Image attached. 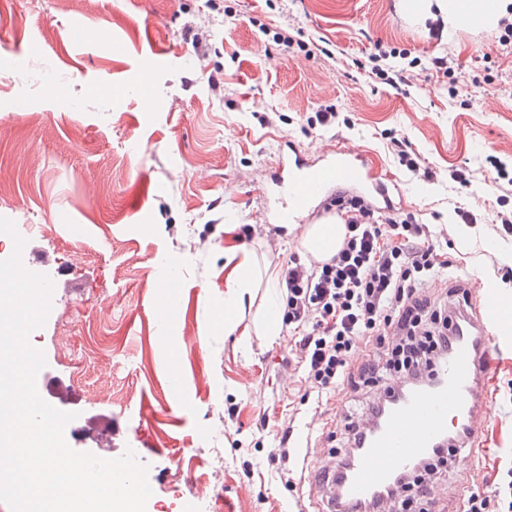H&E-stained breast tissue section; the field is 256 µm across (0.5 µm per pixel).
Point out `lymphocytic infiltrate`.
Listing matches in <instances>:
<instances>
[{
  "label": "lymphocytic infiltrate",
  "mask_w": 512,
  "mask_h": 512,
  "mask_svg": "<svg viewBox=\"0 0 512 512\" xmlns=\"http://www.w3.org/2000/svg\"><path fill=\"white\" fill-rule=\"evenodd\" d=\"M334 204L346 229L339 251L320 264L292 255L280 266L285 319L302 332L307 377L317 393L340 392L347 401L339 415L343 444L322 460L320 484L349 464L401 383L429 377L448 352L459 311L471 306L468 282L448 276L454 262L429 225L396 209L376 213L344 192ZM356 350L365 358L352 359ZM456 453L437 450L397 477L385 492L393 512H408L417 499L435 505L433 488L455 468Z\"/></svg>",
  "instance_id": "1"
}]
</instances>
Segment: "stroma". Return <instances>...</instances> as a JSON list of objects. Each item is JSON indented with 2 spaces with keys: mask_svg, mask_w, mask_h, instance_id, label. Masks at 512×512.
Masks as SVG:
<instances>
[{
  "mask_svg": "<svg viewBox=\"0 0 512 512\" xmlns=\"http://www.w3.org/2000/svg\"><path fill=\"white\" fill-rule=\"evenodd\" d=\"M217 2L0 0V216L28 225L81 281V295L53 296L29 341L47 375L81 392L109 377L112 400L75 406L73 424L119 416L114 446L140 449L149 512H293L299 500L316 512L314 472L333 446L339 398L303 401L298 334L257 333L264 288L225 333L224 227L252 225L247 250L279 271L302 251L300 230L264 221L260 188L280 145L311 153L341 138L374 157L395 207L447 230L471 287L512 297V235L496 219L512 211V53L496 52L498 27L432 37L431 18L403 0ZM188 26L206 55L184 41ZM77 29L102 38L75 39ZM378 42L416 60L411 85L398 91L361 70ZM435 56L452 75H436ZM333 111L335 124H315ZM394 136L408 138L431 180L400 164ZM166 276L178 285L170 328L153 312ZM492 343L491 415L479 449L461 450L437 492L449 512H462V489L512 482V336ZM287 419L283 462L270 453Z\"/></svg>",
  "mask_w": 512,
  "mask_h": 512,
  "instance_id": "35a3bbf8",
  "label": "stroma"
}]
</instances>
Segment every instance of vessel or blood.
<instances>
[{
	"instance_id": "obj_1",
	"label": "vessel or blood",
	"mask_w": 512,
	"mask_h": 512,
	"mask_svg": "<svg viewBox=\"0 0 512 512\" xmlns=\"http://www.w3.org/2000/svg\"><path fill=\"white\" fill-rule=\"evenodd\" d=\"M371 193L387 197L367 151L344 142L321 147L310 157L297 146L278 156L269 195L277 224L340 223L330 193ZM489 315L473 311L455 330L448 354L432 368V383L407 385L403 398L387 404L367 434L356 460L331 484L328 496L346 506L381 500L385 489L417 461L433 453L449 429L467 430L478 447L490 414L483 380L492 349Z\"/></svg>"
}]
</instances>
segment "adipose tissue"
Returning <instances> with one entry per match:
<instances>
[{
    "instance_id": "obj_1",
    "label": "adipose tissue",
    "mask_w": 512,
    "mask_h": 512,
    "mask_svg": "<svg viewBox=\"0 0 512 512\" xmlns=\"http://www.w3.org/2000/svg\"><path fill=\"white\" fill-rule=\"evenodd\" d=\"M406 9L416 15L438 9L448 28L460 25L471 27L494 25L512 16V0H405ZM345 227L341 224H311L302 233V246L311 260L320 263L330 259L342 245ZM231 267L226 272L224 293V330L236 328L235 316L253 288L265 287L259 317V331L264 336L279 335L283 327V301L279 280L274 274H262L259 265L249 254L227 255Z\"/></svg>"
}]
</instances>
